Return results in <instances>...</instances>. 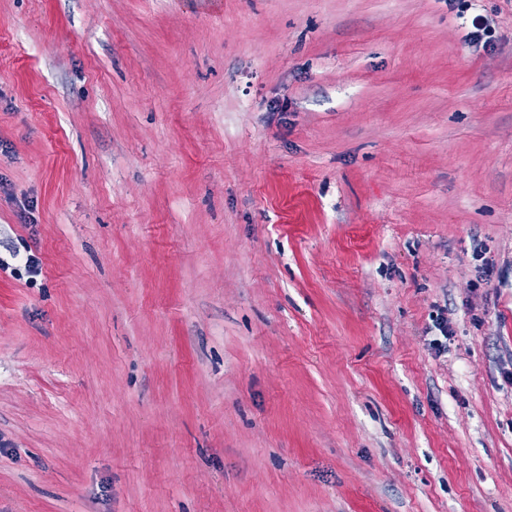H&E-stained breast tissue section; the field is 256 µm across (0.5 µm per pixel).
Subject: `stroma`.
I'll return each instance as SVG.
<instances>
[{"label": "stroma", "mask_w": 512, "mask_h": 512, "mask_svg": "<svg viewBox=\"0 0 512 512\" xmlns=\"http://www.w3.org/2000/svg\"><path fill=\"white\" fill-rule=\"evenodd\" d=\"M16 253L0 512H512V0H0Z\"/></svg>", "instance_id": "1"}]
</instances>
